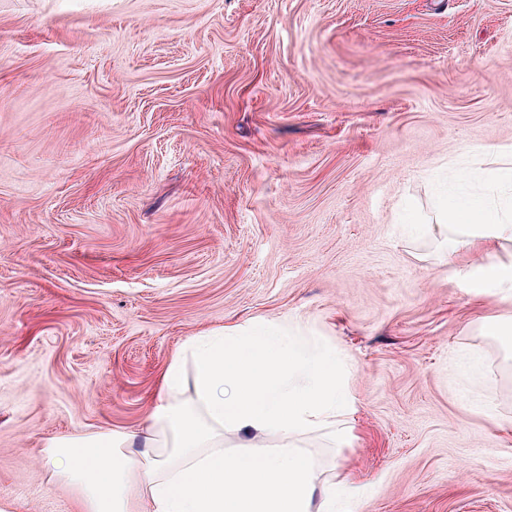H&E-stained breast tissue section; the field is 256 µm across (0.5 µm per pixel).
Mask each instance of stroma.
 <instances>
[{
	"instance_id": "1",
	"label": "stroma",
	"mask_w": 512,
	"mask_h": 512,
	"mask_svg": "<svg viewBox=\"0 0 512 512\" xmlns=\"http://www.w3.org/2000/svg\"><path fill=\"white\" fill-rule=\"evenodd\" d=\"M509 162L512 0H0V504L74 512L50 440L263 324L346 365L351 512H512V242L423 230ZM483 282L501 283L511 288L512 284V263H491L484 266L480 273Z\"/></svg>"
}]
</instances>
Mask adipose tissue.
Wrapping results in <instances>:
<instances>
[{
  "label": "adipose tissue",
  "instance_id": "obj_1",
  "mask_svg": "<svg viewBox=\"0 0 512 512\" xmlns=\"http://www.w3.org/2000/svg\"><path fill=\"white\" fill-rule=\"evenodd\" d=\"M441 216L459 234L449 248L486 254L512 241V199L449 195ZM192 385L190 403L179 400ZM352 409L342 370L308 337L263 327L188 340L161 378L144 430H100L47 444L53 478L76 491V512H347L335 487L317 484L301 449L335 437ZM238 438L237 451L224 438ZM272 439L277 451L253 448Z\"/></svg>",
  "mask_w": 512,
  "mask_h": 512
}]
</instances>
